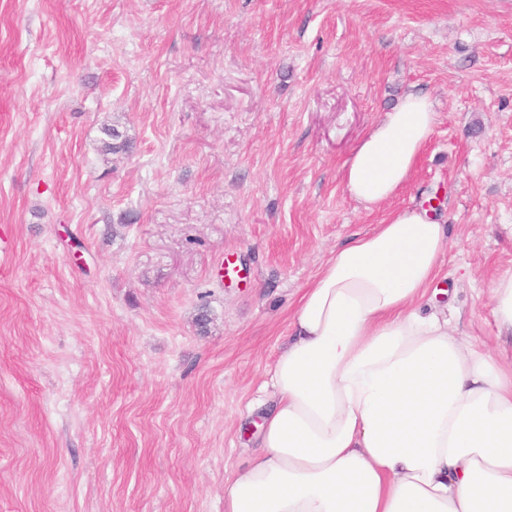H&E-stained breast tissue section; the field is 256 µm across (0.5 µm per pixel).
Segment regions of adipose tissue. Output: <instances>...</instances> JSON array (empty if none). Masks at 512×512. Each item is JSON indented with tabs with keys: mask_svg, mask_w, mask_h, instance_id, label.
I'll return each mask as SVG.
<instances>
[{
	"mask_svg": "<svg viewBox=\"0 0 512 512\" xmlns=\"http://www.w3.org/2000/svg\"><path fill=\"white\" fill-rule=\"evenodd\" d=\"M435 121L414 92L385 113L344 165L350 197H394ZM445 243L443 224L408 209L321 267L224 512H512V362L427 308ZM487 300L497 336L512 337V270Z\"/></svg>",
	"mask_w": 512,
	"mask_h": 512,
	"instance_id": "ef3b65f1",
	"label": "adipose tissue"
}]
</instances>
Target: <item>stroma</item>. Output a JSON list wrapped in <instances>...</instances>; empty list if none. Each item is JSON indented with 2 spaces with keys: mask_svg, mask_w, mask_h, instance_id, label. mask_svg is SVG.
<instances>
[{
  "mask_svg": "<svg viewBox=\"0 0 512 512\" xmlns=\"http://www.w3.org/2000/svg\"><path fill=\"white\" fill-rule=\"evenodd\" d=\"M410 92L434 132L367 207L342 167ZM412 207L511 361L512 0H0V512H224L299 297ZM101 151L108 155L127 154L131 152V139L121 132L116 125H104L101 130ZM487 300L496 328L495 338L512 337V270L499 273L491 280Z\"/></svg>",
  "mask_w": 512,
  "mask_h": 512,
  "instance_id": "1",
  "label": "stroma"
}]
</instances>
